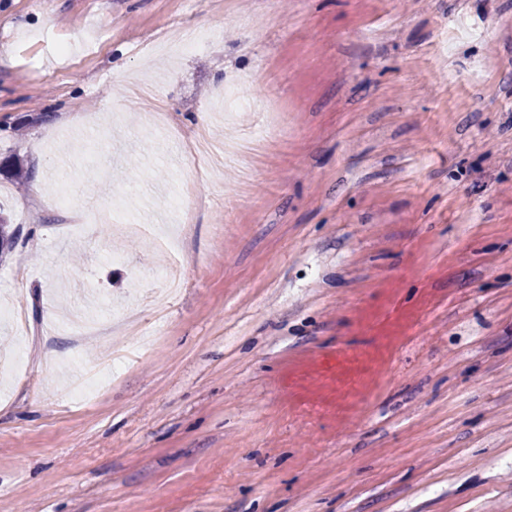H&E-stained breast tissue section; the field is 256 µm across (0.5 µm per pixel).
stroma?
Here are the masks:
<instances>
[{"mask_svg":"<svg viewBox=\"0 0 512 512\" xmlns=\"http://www.w3.org/2000/svg\"><path fill=\"white\" fill-rule=\"evenodd\" d=\"M0 213V512H512V0H0ZM205 44V40L194 32L188 26H178L172 29L165 46L178 52H188L197 49Z\"/></svg>","mask_w":512,"mask_h":512,"instance_id":"35a3bbf8","label":"stroma"}]
</instances>
